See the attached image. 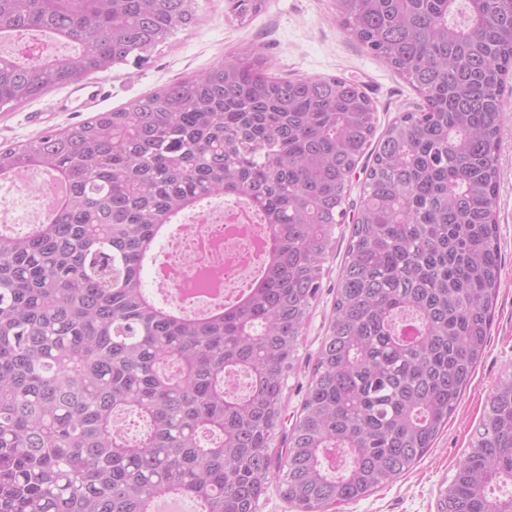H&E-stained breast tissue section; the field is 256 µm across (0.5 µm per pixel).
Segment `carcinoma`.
Returning <instances> with one entry per match:
<instances>
[{
    "label": "carcinoma",
    "instance_id": "obj_1",
    "mask_svg": "<svg viewBox=\"0 0 512 512\" xmlns=\"http://www.w3.org/2000/svg\"><path fill=\"white\" fill-rule=\"evenodd\" d=\"M340 26L420 94L366 167L357 222L288 448L285 378L376 130L340 77L285 79L248 47L127 107L0 149L69 195L0 232V512H258L271 475L302 512L364 497L432 448L483 356L500 288L496 219L512 0H334ZM192 0H0V108L140 59ZM77 46L37 54L40 37ZM215 196L270 237L243 300L159 307L142 283L157 231ZM248 378L246 392L226 386ZM148 429L129 440L122 417ZM350 458L337 471L330 452ZM512 376L439 512H512Z\"/></svg>",
    "mask_w": 512,
    "mask_h": 512
}]
</instances>
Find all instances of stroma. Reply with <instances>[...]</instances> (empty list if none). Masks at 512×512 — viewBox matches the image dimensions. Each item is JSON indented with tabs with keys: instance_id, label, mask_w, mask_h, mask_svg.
Wrapping results in <instances>:
<instances>
[{
	"instance_id": "1",
	"label": "stroma",
	"mask_w": 512,
	"mask_h": 512,
	"mask_svg": "<svg viewBox=\"0 0 512 512\" xmlns=\"http://www.w3.org/2000/svg\"><path fill=\"white\" fill-rule=\"evenodd\" d=\"M194 7V23L158 44L147 62L132 60L106 73L105 91L95 106H88L84 96L66 85L23 105L1 107L0 146L21 145L44 132L89 120L96 113L128 106L173 80L202 73L251 46L262 49L272 75L338 76L359 84L374 104L376 127L381 132L421 102L409 83L344 32L332 0H266L259 12L243 22L236 19L230 0H195ZM503 101L496 206L501 285L485 353L433 448L389 485L358 501L331 507L329 512H438L439 494L465 458L495 387L512 373V92ZM351 224L347 215L336 227V249L324 265L322 288L299 338L298 359L285 379L284 423L276 438L280 444L288 439L327 334Z\"/></svg>"
}]
</instances>
